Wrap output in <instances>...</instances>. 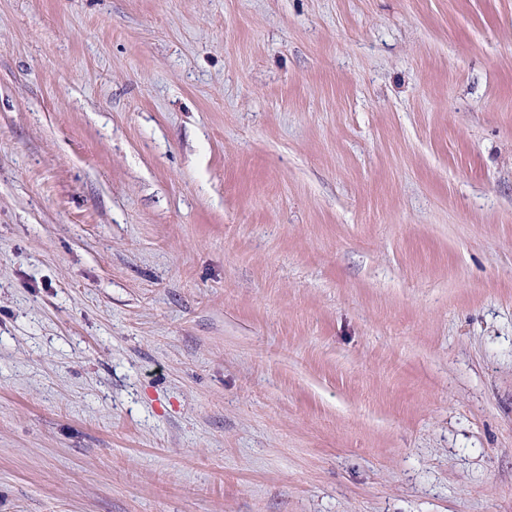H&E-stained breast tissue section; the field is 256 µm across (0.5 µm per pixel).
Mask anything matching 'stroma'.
<instances>
[{"instance_id": "1", "label": "stroma", "mask_w": 512, "mask_h": 512, "mask_svg": "<svg viewBox=\"0 0 512 512\" xmlns=\"http://www.w3.org/2000/svg\"><path fill=\"white\" fill-rule=\"evenodd\" d=\"M0 512H512V0H0Z\"/></svg>"}]
</instances>
